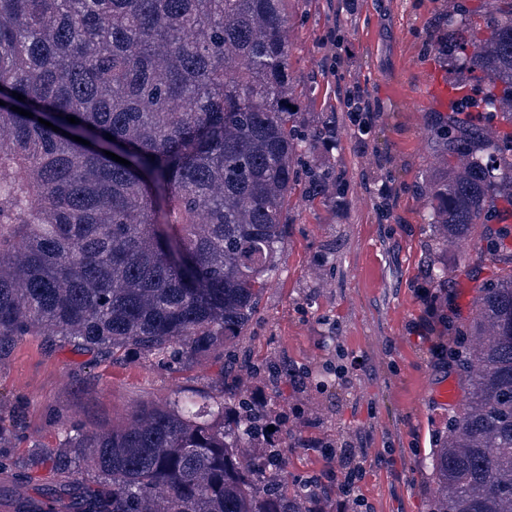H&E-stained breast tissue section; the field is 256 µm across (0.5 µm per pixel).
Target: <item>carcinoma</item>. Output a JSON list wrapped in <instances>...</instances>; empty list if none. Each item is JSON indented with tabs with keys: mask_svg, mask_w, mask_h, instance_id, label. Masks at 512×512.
<instances>
[{
	"mask_svg": "<svg viewBox=\"0 0 512 512\" xmlns=\"http://www.w3.org/2000/svg\"><path fill=\"white\" fill-rule=\"evenodd\" d=\"M287 2L0 0V360L35 335L92 362L220 364L211 393L70 429L43 458L56 481L15 512H308L307 486L288 489L282 450L260 442L264 411L241 401L224 418L230 374L266 372L285 396L282 374L236 356L278 270L291 195L329 184L297 155L336 129L309 132L288 107ZM446 32L458 80L486 90L430 130L446 170L426 188L428 269L448 288V245L484 224L495 272L468 322L442 307L465 403L431 448L430 512H512V140L476 116L512 123V0L458 8ZM1 472L27 483L11 456Z\"/></svg>",
	"mask_w": 512,
	"mask_h": 512,
	"instance_id": "carcinoma-1",
	"label": "carcinoma"
}]
</instances>
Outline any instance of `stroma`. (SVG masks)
<instances>
[{"label": "stroma", "mask_w": 512, "mask_h": 512, "mask_svg": "<svg viewBox=\"0 0 512 512\" xmlns=\"http://www.w3.org/2000/svg\"><path fill=\"white\" fill-rule=\"evenodd\" d=\"M346 2L288 0L295 107L306 126L328 117L339 128L310 156L338 180L324 200L297 191L279 270L242 340L267 364L304 376V389L282 399L260 376L238 396L262 391L289 485L334 470L328 453L341 439L363 466L368 512H428L426 463L452 411L432 391L457 381L437 314L444 303L458 320L472 317L482 265L477 250L449 248L445 293L423 266L426 181L439 172L428 88L443 72L431 35L448 0H354L351 13ZM355 86L374 108L364 136L344 106ZM215 372L209 360L172 372L128 353L93 366L42 337H19L0 367V395L20 413L14 453L28 460L57 447L71 425L106 427L174 390L207 389Z\"/></svg>", "instance_id": "obj_1"}]
</instances>
